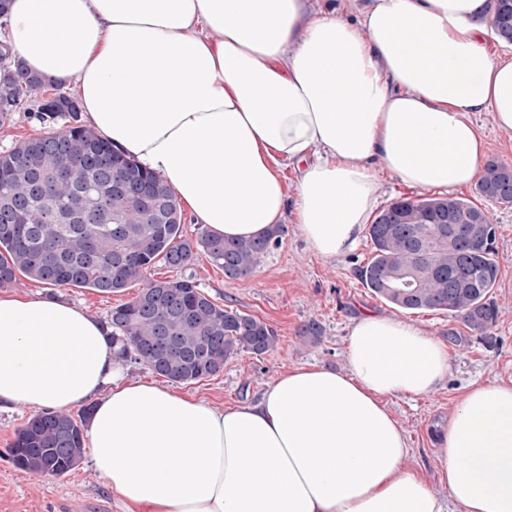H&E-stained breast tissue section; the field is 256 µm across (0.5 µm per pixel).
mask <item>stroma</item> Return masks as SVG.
Wrapping results in <instances>:
<instances>
[{
  "instance_id": "35a3bbf8",
  "label": "stroma",
  "mask_w": 512,
  "mask_h": 512,
  "mask_svg": "<svg viewBox=\"0 0 512 512\" xmlns=\"http://www.w3.org/2000/svg\"><path fill=\"white\" fill-rule=\"evenodd\" d=\"M456 196L477 200L497 226L500 275L493 296L499 319L492 331L495 345L468 335L461 345L448 347L449 371L442 386L422 396L389 398L388 404L404 429L411 448L405 462L426 481L435 482L439 467L438 440L465 388L472 382H512V205L478 199L475 185L459 187ZM279 245L264 254L247 276L229 280L204 253H197L188 270L156 264L148 278L131 281L121 291L104 293L92 288L54 287L18 277L8 287L11 295L39 294L74 303L91 317L105 319L112 307L131 301L147 279L164 280L192 274L211 299L224 309L256 316L277 334L275 349L256 356L240 353L229 358L217 376L178 385V392L203 398L224 408L257 400L281 371L318 364L334 370L347 366V334L354 318L369 311L413 322L438 341L447 339L459 320L445 312L395 309L365 288L359 267L373 256L369 238H362L348 255L326 260L312 253L292 219ZM321 325L320 340H304L299 330L306 322ZM32 415L23 407L0 410V512H120L117 496L95 472L91 459L67 476L42 477L23 472L8 458L17 429Z\"/></svg>"
}]
</instances>
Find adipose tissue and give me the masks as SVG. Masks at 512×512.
I'll return each mask as SVG.
<instances>
[{"label": "adipose tissue", "mask_w": 512, "mask_h": 512, "mask_svg": "<svg viewBox=\"0 0 512 512\" xmlns=\"http://www.w3.org/2000/svg\"><path fill=\"white\" fill-rule=\"evenodd\" d=\"M492 14L493 0H370L356 22L331 0H10L6 30L21 64L72 83L88 124L195 223L248 239L289 214L332 260L359 245L379 172L450 193L480 174L473 114L512 131ZM448 370L421 327L365 314L345 370L293 367L220 409L128 379L82 308L0 295V407L91 404L87 446L123 512H512L511 383L468 386L439 489L405 466L385 399L428 394Z\"/></svg>", "instance_id": "1"}]
</instances>
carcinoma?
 <instances>
[{"label": "carcinoma", "mask_w": 512, "mask_h": 512, "mask_svg": "<svg viewBox=\"0 0 512 512\" xmlns=\"http://www.w3.org/2000/svg\"><path fill=\"white\" fill-rule=\"evenodd\" d=\"M492 26L500 41L512 44V0H494ZM48 86L0 41V127L29 103L45 123L68 120L0 152V288L21 273L41 284L112 293L158 262L188 266L199 249L235 280L282 239L283 224L259 239L226 240L207 231L194 241L184 238L183 214L167 181L113 149L81 121L76 99L49 96ZM123 180L146 184L161 207L150 210L115 187ZM477 193L512 205V166L487 160ZM450 224L463 225L453 239ZM368 235L373 257L359 276L375 296L396 309L445 311L493 342L500 263L488 211L467 198H401L379 213ZM116 256L129 264L113 267ZM106 324L121 358L179 384L216 376L230 357L265 354L277 341L261 319L216 305L191 275L148 282L133 300L112 308ZM90 412L88 406L76 417L51 410L30 417L9 448L11 462L39 476L68 475L84 460Z\"/></svg>", "instance_id": "cac0c4a2"}]
</instances>
